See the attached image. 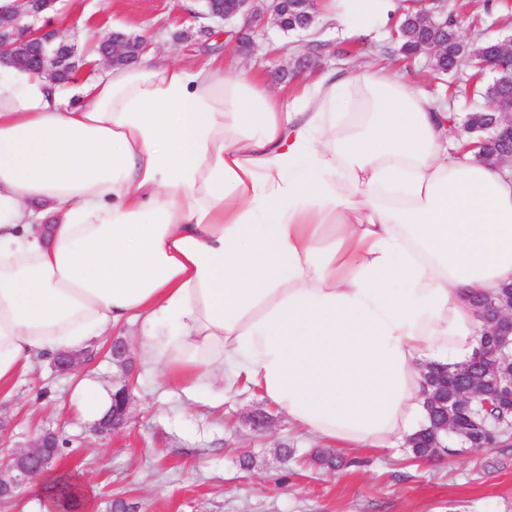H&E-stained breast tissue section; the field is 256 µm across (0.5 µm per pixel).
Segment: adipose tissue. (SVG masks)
I'll use <instances>...</instances> for the list:
<instances>
[{"mask_svg": "<svg viewBox=\"0 0 512 512\" xmlns=\"http://www.w3.org/2000/svg\"><path fill=\"white\" fill-rule=\"evenodd\" d=\"M352 35L400 0H329ZM263 81L145 57L81 84L0 63V388L137 322L143 362L220 404L257 391L339 448L426 420V365L478 347L471 294L512 284V173L385 68ZM112 387L73 384L98 421Z\"/></svg>", "mask_w": 512, "mask_h": 512, "instance_id": "adipose-tissue-1", "label": "adipose tissue"}]
</instances>
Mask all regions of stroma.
<instances>
[{"mask_svg": "<svg viewBox=\"0 0 512 512\" xmlns=\"http://www.w3.org/2000/svg\"><path fill=\"white\" fill-rule=\"evenodd\" d=\"M443 6L461 17L460 36L471 45L512 35V0H444ZM201 11L199 0H55L28 23L58 29L73 46L76 70L73 82L63 85L67 91L105 70L90 57L100 35L120 31L146 40L149 56L193 67L218 55L225 71L262 77L272 92L295 95L289 74L302 47L297 37L283 36L269 20L243 52L214 35V21ZM312 37L352 50L355 66L383 64L418 90L446 92L456 117L486 104V77L465 67L438 82L428 54H385L390 36L347 35L321 12ZM136 332L128 324L113 328L86 363L105 383L125 376L132 385L128 422L117 432L98 433L78 419L68 401L74 375L57 370L50 357L0 389V451L55 433V470L74 474L87 489L79 512H110L116 499L132 512H512V443L431 461L408 460L399 447L340 448V467L320 468L309 458L325 442L297 429L256 392L232 393L213 406L187 399L172 379L142 361L124 374L108 346L115 338L133 342ZM257 411L269 418L261 430L250 422ZM286 447L297 449V458L284 460ZM247 453L255 465L245 471L239 458Z\"/></svg>", "mask_w": 512, "mask_h": 512, "instance_id": "1", "label": "stroma"}]
</instances>
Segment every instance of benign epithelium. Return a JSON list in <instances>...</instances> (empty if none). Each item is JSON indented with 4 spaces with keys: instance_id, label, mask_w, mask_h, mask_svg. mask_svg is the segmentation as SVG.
Masks as SVG:
<instances>
[{
    "instance_id": "obj_1",
    "label": "benign epithelium",
    "mask_w": 512,
    "mask_h": 512,
    "mask_svg": "<svg viewBox=\"0 0 512 512\" xmlns=\"http://www.w3.org/2000/svg\"><path fill=\"white\" fill-rule=\"evenodd\" d=\"M53 0H16V5L8 11L0 12V59H15L21 55L26 43L44 48L53 46L47 54H41L39 72L49 78L69 67L75 66L71 62L72 50L65 47L66 38L57 30L44 27L33 29L24 24V19L34 16L47 9ZM315 0H226L224 6L214 10L210 17L222 20L227 24L233 23L237 18L245 20L249 29L238 32L226 31L225 36L232 37L237 47L245 46L246 34L261 25L265 19L271 17L277 27H283V17L288 8L304 9V22L299 26L298 32L307 30L312 19L309 9ZM99 53L102 59L112 65L127 62L125 49L126 37L112 33L99 39ZM495 324L498 330V344L494 351L496 364L512 365V304L497 308ZM112 360L120 368L125 367L130 357L131 349L128 343L116 341L112 343ZM112 409L106 417L95 423V431L103 432L108 429L117 430L124 425L127 409L132 399L129 383L123 381L113 385ZM481 397L479 389L469 383L455 399L444 403L445 417H450L454 409L462 403H472ZM58 447L57 437L46 432L41 434L30 445L12 451L7 460L0 463V500L11 498L20 487L35 478L49 472L54 464Z\"/></svg>"
}]
</instances>
